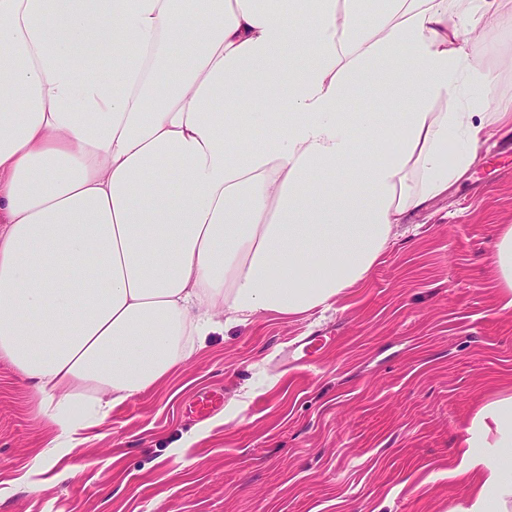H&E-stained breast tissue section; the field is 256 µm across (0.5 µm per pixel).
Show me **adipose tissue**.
<instances>
[{
  "instance_id": "1",
  "label": "adipose tissue",
  "mask_w": 512,
  "mask_h": 512,
  "mask_svg": "<svg viewBox=\"0 0 512 512\" xmlns=\"http://www.w3.org/2000/svg\"><path fill=\"white\" fill-rule=\"evenodd\" d=\"M184 2L0 0V361L47 470L209 336L330 308L512 125L458 43L503 0ZM460 446L458 512H512V395Z\"/></svg>"
}]
</instances>
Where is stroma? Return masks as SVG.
Masks as SVG:
<instances>
[{
	"mask_svg": "<svg viewBox=\"0 0 512 512\" xmlns=\"http://www.w3.org/2000/svg\"><path fill=\"white\" fill-rule=\"evenodd\" d=\"M491 71L473 95L512 97V6L495 39L461 37ZM447 195L412 213L364 284L325 313L267 316L210 337L154 389L115 407L42 471L54 436L0 361V512H455L458 439L512 394V306L495 243L512 225V131L489 129ZM327 345L307 363V335ZM209 391L223 409L199 418ZM202 437H195L197 427ZM87 460L76 475L74 456Z\"/></svg>",
	"mask_w": 512,
	"mask_h": 512,
	"instance_id": "stroma-1",
	"label": "stroma"
}]
</instances>
